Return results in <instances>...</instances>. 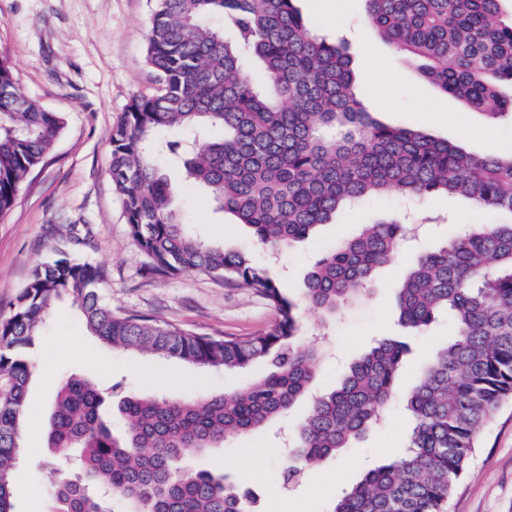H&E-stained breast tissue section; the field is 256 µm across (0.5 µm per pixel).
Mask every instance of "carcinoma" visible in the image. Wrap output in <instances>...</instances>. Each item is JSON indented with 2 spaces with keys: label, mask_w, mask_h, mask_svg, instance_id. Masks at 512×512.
<instances>
[{
  "label": "carcinoma",
  "mask_w": 512,
  "mask_h": 512,
  "mask_svg": "<svg viewBox=\"0 0 512 512\" xmlns=\"http://www.w3.org/2000/svg\"><path fill=\"white\" fill-rule=\"evenodd\" d=\"M365 21L440 92L494 121L512 119V21L503 0H363ZM220 15L224 28L209 25ZM146 64L158 87L134 97L112 128L111 176L129 235L160 278L203 274L263 298L275 320L261 336L224 338L153 316L112 309L101 268L70 257L37 265L0 320V512H14L12 473L33 375L27 350L56 301L74 303L86 329L114 349L177 359L202 369L273 370L231 395L175 401L129 393L115 433L103 405L112 393L79 376L61 385L47 447L69 456L54 483V512H250L248 490L224 473L183 465L280 418L309 395L324 346L303 347L300 309L327 319L367 294L409 228L398 218L362 225L307 273L298 299L244 251L207 242L180 223L171 182L154 164L170 155L180 175L274 252L302 240L336 212L395 192L456 195L512 213V154L480 157L422 130L382 124L357 95L343 40L311 31L297 0H153ZM257 62V82L246 65ZM62 114L21 88L0 60V215L64 129ZM220 127L223 136L211 131ZM193 131L189 141L157 132ZM398 322L422 332L448 315L453 339L437 349L405 398L410 429L394 459L367 469L332 512H446L449 498L499 406L512 400V224H470L420 254L396 294ZM407 342L382 338L353 362L340 385L312 398L292 437L283 482L337 457L376 427L395 399Z\"/></svg>",
  "instance_id": "obj_1"
}]
</instances>
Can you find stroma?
<instances>
[{
	"instance_id": "obj_1",
	"label": "stroma",
	"mask_w": 512,
	"mask_h": 512,
	"mask_svg": "<svg viewBox=\"0 0 512 512\" xmlns=\"http://www.w3.org/2000/svg\"><path fill=\"white\" fill-rule=\"evenodd\" d=\"M299 7L317 32L348 41L354 56H367V65L357 71L361 96L375 118L426 130L474 155L512 153V121L488 122L423 80L364 24L363 0H300ZM150 8L149 0H0V58L10 62L28 95L65 118L53 150L28 176L11 209L0 215V318L9 316L33 266L54 257L60 244L57 226L71 224L78 240L69 249L102 268L104 296L113 309L149 314L211 336L261 335L273 323L274 313L250 289L199 274L168 279L150 274L112 190L110 131L134 96L150 94L156 87L145 62ZM330 15L337 16V23L325 24ZM156 164L173 177L175 207L183 223L226 247L249 250L293 295L314 263L338 242L355 236L361 225L410 210L430 216V223L421 225L378 271L363 301L336 322L324 325L319 313L303 308L301 336L325 334V357L315 382L319 391L335 387L374 339L399 335L395 290L420 252L443 246L466 224L512 222V214L481 210L459 197L409 201L389 194L338 213L333 223L273 257L203 188L175 176L167 155H157ZM451 338L452 326L445 318L411 337L412 352L397 380L398 399L385 412L382 425L340 458L305 469L293 487H284L280 475L288 436L308 409L304 401L297 402L287 418L226 441L221 451L188 452L186 462L225 471L256 495L257 512H330L336 498L368 467L402 448L408 420L401 399L416 384L423 362ZM31 355L35 369L26 416L31 431L22 441L24 452L16 465L26 485L14 492L16 512H51V476L71 468L69 462L47 456L44 448V429L64 378L78 375L102 387L115 384L123 394L161 391L182 399L232 393L269 369L263 362L243 372L224 373L115 350L89 336L80 312L67 303L55 306ZM448 512H512V401L496 412L448 502Z\"/></svg>"
}]
</instances>
